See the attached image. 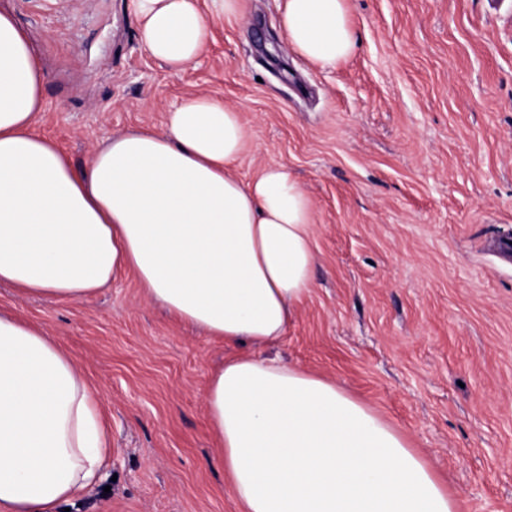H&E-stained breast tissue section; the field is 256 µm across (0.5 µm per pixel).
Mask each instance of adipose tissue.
<instances>
[{"label": "adipose tissue", "mask_w": 512, "mask_h": 512, "mask_svg": "<svg viewBox=\"0 0 512 512\" xmlns=\"http://www.w3.org/2000/svg\"><path fill=\"white\" fill-rule=\"evenodd\" d=\"M151 57L180 72L243 0H130ZM291 49L333 67L357 35L348 0H283ZM45 78L0 11V284L84 302L125 272L146 297L235 347L210 373L208 429L242 512H456L398 429L335 381L266 356L314 287L312 203L287 169L243 181L239 113L196 94L162 130L108 137L85 169L34 133ZM96 389L57 337L0 310V512H56L98 478Z\"/></svg>", "instance_id": "obj_1"}]
</instances>
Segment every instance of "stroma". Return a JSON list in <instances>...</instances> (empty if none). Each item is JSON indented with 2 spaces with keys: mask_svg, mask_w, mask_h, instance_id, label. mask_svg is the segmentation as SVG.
Returning <instances> with one entry per match:
<instances>
[{
  "mask_svg": "<svg viewBox=\"0 0 512 512\" xmlns=\"http://www.w3.org/2000/svg\"><path fill=\"white\" fill-rule=\"evenodd\" d=\"M281 0L212 22L175 73L129 0H0L46 76L36 131L79 168L190 94L239 110L243 180L286 167L312 202L313 293L269 356L344 387L404 433L456 512H512V0H348L359 41L323 69L277 49ZM0 307L57 336L97 389L108 450L70 512H241L206 424L231 348L150 303L134 274L91 303Z\"/></svg>",
  "mask_w": 512,
  "mask_h": 512,
  "instance_id": "1",
  "label": "stroma"
}]
</instances>
